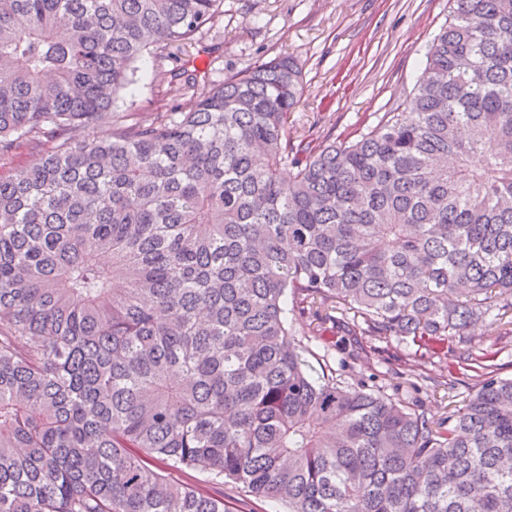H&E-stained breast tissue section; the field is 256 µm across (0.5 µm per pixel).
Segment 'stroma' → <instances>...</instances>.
Returning a JSON list of instances; mask_svg holds the SVG:
<instances>
[{
  "mask_svg": "<svg viewBox=\"0 0 512 512\" xmlns=\"http://www.w3.org/2000/svg\"><path fill=\"white\" fill-rule=\"evenodd\" d=\"M448 0H224L221 14L203 27L198 41L162 63L146 60L135 74V91L120 94L115 116L146 112L162 98L188 106L192 91L166 83L159 69L194 61L222 81L255 64L293 55L303 67L304 90L288 119L294 140L326 132L341 136L375 125L402 103L425 63L427 44L448 17ZM472 356L454 367L446 381L426 383L408 365L397 340H378L376 351L357 359L348 344L336 346L338 372L346 386L382 387L396 402L433 417L462 409L479 382L483 354L493 356L494 374L512 378V335L480 326L471 333Z\"/></svg>",
  "mask_w": 512,
  "mask_h": 512,
  "instance_id": "stroma-1",
  "label": "stroma"
}]
</instances>
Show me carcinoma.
Masks as SVG:
<instances>
[{"label":"carcinoma","instance_id":"1","mask_svg":"<svg viewBox=\"0 0 512 512\" xmlns=\"http://www.w3.org/2000/svg\"><path fill=\"white\" fill-rule=\"evenodd\" d=\"M409 97L294 144L291 56L112 120L222 0H0V512H512V379L435 419L324 365L512 335V0H450ZM289 171V179L282 177ZM209 474L212 489L166 472ZM307 317V314L297 316L295 327L298 336H296V339L300 340L301 345L305 347V351L303 353L304 358L312 369V373L316 374L321 371L323 363L322 356L324 355V352L318 341L313 336H307L308 330L306 329V324L311 320V318ZM304 332H306V336H304ZM224 495L232 512H275L284 510L281 505L272 501L255 499L250 501L228 485H224Z\"/></svg>","mask_w":512,"mask_h":512}]
</instances>
